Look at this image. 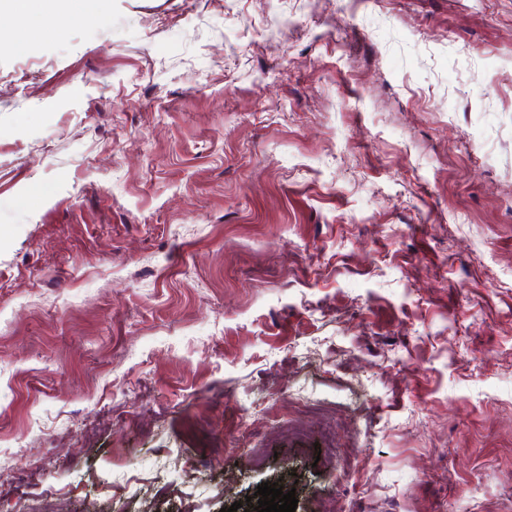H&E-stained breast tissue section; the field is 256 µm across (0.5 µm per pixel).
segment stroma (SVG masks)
<instances>
[{"label": "stroma", "mask_w": 512, "mask_h": 512, "mask_svg": "<svg viewBox=\"0 0 512 512\" xmlns=\"http://www.w3.org/2000/svg\"><path fill=\"white\" fill-rule=\"evenodd\" d=\"M74 9L0 29V512H512V0Z\"/></svg>", "instance_id": "stroma-1"}]
</instances>
